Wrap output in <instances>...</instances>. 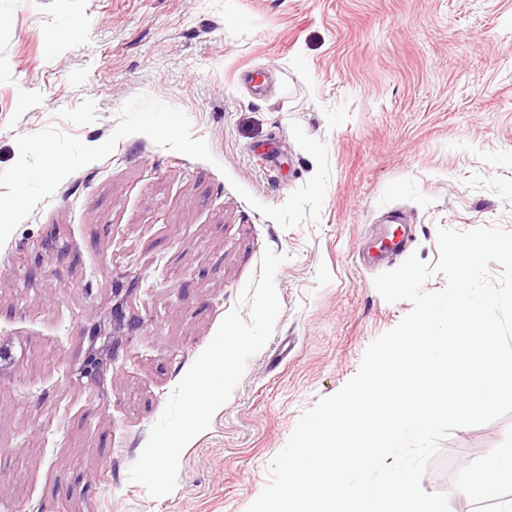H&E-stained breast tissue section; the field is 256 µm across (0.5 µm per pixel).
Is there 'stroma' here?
<instances>
[{"label":"stroma","mask_w":512,"mask_h":512,"mask_svg":"<svg viewBox=\"0 0 512 512\" xmlns=\"http://www.w3.org/2000/svg\"><path fill=\"white\" fill-rule=\"evenodd\" d=\"M138 94L183 110L214 160L125 137L0 245V512H247L302 413L412 309L376 291L363 243L398 214L433 264L439 229L512 231V0H0V171L48 127L102 144ZM295 122L330 180L319 221L285 229L258 207L316 170ZM268 248L287 257L274 331L152 498L129 468L223 318L248 314ZM510 448L512 416L454 430L422 486L512 512L463 492Z\"/></svg>","instance_id":"1"}]
</instances>
